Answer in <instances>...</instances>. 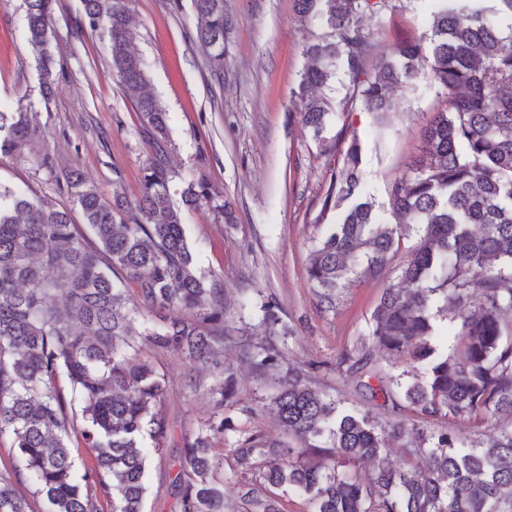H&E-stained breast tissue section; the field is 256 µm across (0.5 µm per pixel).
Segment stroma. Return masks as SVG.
<instances>
[{
    "label": "stroma",
    "mask_w": 512,
    "mask_h": 512,
    "mask_svg": "<svg viewBox=\"0 0 512 512\" xmlns=\"http://www.w3.org/2000/svg\"><path fill=\"white\" fill-rule=\"evenodd\" d=\"M435 0H397L378 17L362 20L382 51L429 33ZM132 16L130 49L146 64L147 89L169 117L168 163L178 178L205 174L213 192L229 203L233 223L209 207L183 209L182 218L194 262L224 281L228 315L256 322L257 309H242L244 292L264 289L283 309L291 334L283 352L288 363L309 372L322 390L382 417L358 378L340 363L345 352L370 345V316L382 292L401 287V268L419 236L409 231L386 268L376 277L357 278L323 302L308 284L305 266L315 241L335 211H323L330 172L340 163L294 112L295 92L306 64L303 45L320 35L294 10L293 0H224L230 24L224 34V77L215 79L207 48L195 39L193 0H128ZM82 0H59L52 19V77L58 90L45 97L36 53L26 39L25 0H0V112L23 110L36 135L19 156H0V182L69 208L81 223L54 171L79 165L86 179L105 194H138L140 171L152 153L138 116L112 72L103 29L80 27ZM348 79L338 76L332 100L333 128L357 131L367 151L362 185L383 214H390L389 191L423 153V130L444 99L426 79L392 89L394 110L385 127L370 114L343 105ZM49 155L54 167L39 166ZM168 381L169 439L164 465L176 472L184 433L212 413L205 370L177 354L158 357ZM200 379L186 390L189 376ZM234 431L224 447H234L240 432L271 439L281 432L268 412L225 408Z\"/></svg>",
    "instance_id": "1"
}]
</instances>
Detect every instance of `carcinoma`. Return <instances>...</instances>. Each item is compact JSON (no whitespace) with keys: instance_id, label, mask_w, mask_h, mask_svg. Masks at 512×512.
I'll use <instances>...</instances> for the list:
<instances>
[{"instance_id":"carcinoma-1","label":"carcinoma","mask_w":512,"mask_h":512,"mask_svg":"<svg viewBox=\"0 0 512 512\" xmlns=\"http://www.w3.org/2000/svg\"><path fill=\"white\" fill-rule=\"evenodd\" d=\"M55 0H26L25 33L37 53L47 94L50 22ZM126 0H83L82 24L108 35L112 69L132 96L153 156L142 167L138 196L107 198L73 166L55 174L79 209L34 199L0 182V441L12 465L0 472V512H144L151 460L162 458L169 429L167 385L154 363L136 357L141 345L177 353L213 375V412L184 435L174 512H283L295 495L309 512H512V22L503 24L480 0H438L431 33L402 43L376 68L378 42L361 20L380 16L391 0H295L299 14L326 30L308 40V64L297 96L304 125L342 165L332 171L325 211L342 216L316 245L305 272L328 300L352 276L374 275L390 262L409 224L419 242L402 268L407 288L386 289L371 316L369 337L388 363L406 357L407 372L381 382L385 405L404 399L414 418L382 420L358 413L311 387L291 368L281 339L288 326L279 303L255 288L261 317L234 325L224 316V282L193 263L182 216L172 201L176 174L167 166V112L144 91L142 60L128 50ZM197 39L212 49L210 66L224 73V0H193ZM349 79L344 103L381 119L389 91L425 77L445 109L424 129L429 163L415 165L390 191L396 223L381 220L363 194V147L343 128L326 136L329 88ZM32 135L26 114L0 113V154L19 151ZM188 206L214 200L205 177L181 191ZM135 286L129 291L128 285ZM479 303H474V291ZM452 316L457 348L440 352L432 309ZM232 347L256 377L274 388L267 406L288 435L279 446L260 433L228 450L240 488L217 481L224 454L211 441L233 431L224 407L238 403ZM373 353H347V372H368ZM464 420L481 439L466 442ZM94 450L79 469L73 441ZM397 444L403 466L383 457ZM373 465L363 480L358 469ZM109 510H104V506Z\"/></svg>"}]
</instances>
